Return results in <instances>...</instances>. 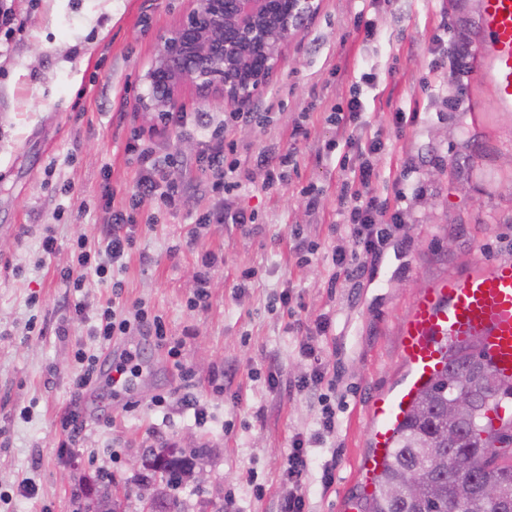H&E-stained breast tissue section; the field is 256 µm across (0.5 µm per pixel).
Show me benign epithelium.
Returning <instances> with one entry per match:
<instances>
[{
  "label": "benign epithelium",
  "mask_w": 512,
  "mask_h": 512,
  "mask_svg": "<svg viewBox=\"0 0 512 512\" xmlns=\"http://www.w3.org/2000/svg\"><path fill=\"white\" fill-rule=\"evenodd\" d=\"M317 9L315 0H188L177 22L161 33L140 80L139 111L157 120L180 110L185 92L219 105L247 107L285 63L288 43ZM412 495L426 486L404 472Z\"/></svg>",
  "instance_id": "benign-epithelium-1"
}]
</instances>
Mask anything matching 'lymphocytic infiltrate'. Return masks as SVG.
<instances>
[{
  "label": "lymphocytic infiltrate",
  "mask_w": 512,
  "mask_h": 512,
  "mask_svg": "<svg viewBox=\"0 0 512 512\" xmlns=\"http://www.w3.org/2000/svg\"><path fill=\"white\" fill-rule=\"evenodd\" d=\"M127 151L136 153L138 173L132 200L144 197L156 199L166 208L183 203L186 198L185 184L174 176L167 161L156 156L152 148L139 147L130 143ZM190 166L195 169L202 181L210 184L213 192L231 193L240 182L238 158L227 157L223 143H206L203 145ZM398 214L389 213L388 207L378 197L370 196L357 201L355 205L341 213V222L349 238L351 250L336 249L331 253V263L337 275L352 280L359 278L363 268L357 265L354 257L359 253H375L383 237L384 223H398ZM137 226L124 210L112 213V224L106 238L105 251L111 259L110 265L95 262L91 252L87 250L84 240H77L74 253L77 257V268L61 270L63 279L71 281L74 286H81L84 274H95L99 279H106L110 270H119L124 266L126 257L137 243ZM330 326L327 318H320L316 324L315 335H304L297 345L298 355L307 361L309 369L300 376L293 391L305 395L322 388L327 379V368L323 364L319 352L313 343L314 336L326 335ZM91 333L105 342H111L125 336H144L156 345L166 348L172 359L181 356V345L169 341L167 330L161 316L152 314L142 302H134L127 314L117 313L113 307H106L90 327ZM140 357L139 350L122 351L119 358L105 362L100 356L77 350L74 359L79 370L73 379L75 395H83L96 384L105 368H112L120 379H127L132 365ZM336 432V412L331 405H324L322 413L311 432L296 434L292 440V448L287 458L286 474L292 487L280 504V512H307L308 494L306 479L312 466L311 448L321 446L327 437Z\"/></svg>",
  "instance_id": "obj_1"
}]
</instances>
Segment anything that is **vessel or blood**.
<instances>
[{
  "instance_id": "obj_1",
  "label": "vessel or blood",
  "mask_w": 512,
  "mask_h": 512,
  "mask_svg": "<svg viewBox=\"0 0 512 512\" xmlns=\"http://www.w3.org/2000/svg\"><path fill=\"white\" fill-rule=\"evenodd\" d=\"M473 75L491 87L499 111L512 112V0H480ZM399 335L405 375L369 406L370 452L360 471L368 488L413 399L445 369V345L478 342L498 377L512 383V260L479 263L465 275L448 276L422 289Z\"/></svg>"
}]
</instances>
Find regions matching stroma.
<instances>
[{
	"mask_svg": "<svg viewBox=\"0 0 512 512\" xmlns=\"http://www.w3.org/2000/svg\"><path fill=\"white\" fill-rule=\"evenodd\" d=\"M318 4L252 104L259 123L223 127L232 105L190 92L184 111L208 121L172 133L137 111L138 74L187 0H12L23 30L0 54V512H76L103 489L121 512H143L166 489L156 461L173 449L194 454L206 477L176 490L182 512H222L229 500L236 512H279L291 441L314 429L321 409L316 396L289 393L306 365L288 323L312 328L321 317L331 327L314 343L335 378L337 429L329 447L311 451L309 510L362 505L368 408L404 375L398 344L408 308L437 279L479 260L512 258V112L498 111L469 69L454 68V44L476 41L479 0ZM361 14L375 24L373 41L355 29ZM437 42L445 57L435 70ZM356 92L367 106L366 132L383 145L373 157L378 177L360 194L387 199L401 222L379 256H360V278L333 284L327 255L348 245L336 228L349 204L339 159L355 158L361 134L336 116ZM399 110L417 114L403 134L395 127ZM221 127L238 146L241 187L222 195L196 181L175 209L142 200L134 212L138 243L118 274L121 303L143 302L181 342L191 386H183L166 349L143 345L144 371L130 390L116 397L101 384L73 399L75 351L112 352L88 333L111 305L112 288L90 275L75 289L59 272L71 266L77 238L102 249L103 225L113 209L128 207L138 165L127 142L140 134L157 156L179 160ZM270 147L295 149L297 166L267 187L257 156ZM403 187L406 199L394 201ZM304 188L317 195L316 209H306ZM216 206L255 221L196 228ZM19 224L28 225L27 235L16 236ZM192 230L198 239L190 251L183 242ZM49 231L57 248L45 256L39 243ZM295 234L309 247L305 258L290 249ZM206 251L223 255V267L204 272L197 256ZM248 269L254 278L241 281ZM204 274L210 305L194 312L187 301ZM285 289L293 294L288 313L276 301ZM78 304L81 321L73 317ZM62 325L67 335H58ZM187 392L204 404L206 423L178 407ZM159 393L170 396L168 409L154 407ZM71 406L85 428L65 448L60 417ZM328 459L335 481L325 490L319 465ZM23 482L35 496L20 495Z\"/></svg>",
	"mask_w": 512,
	"mask_h": 512,
	"instance_id": "stroma-1",
	"label": "stroma"
}]
</instances>
